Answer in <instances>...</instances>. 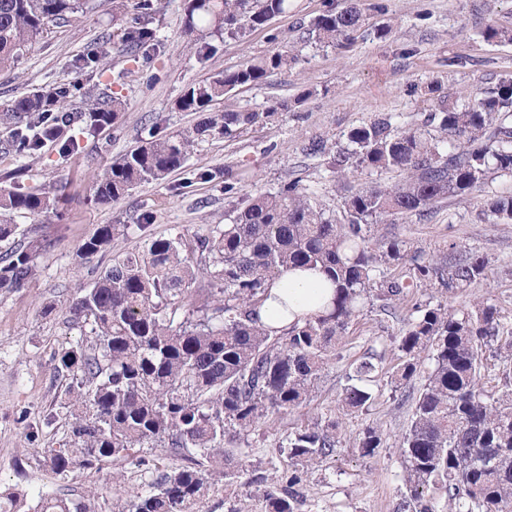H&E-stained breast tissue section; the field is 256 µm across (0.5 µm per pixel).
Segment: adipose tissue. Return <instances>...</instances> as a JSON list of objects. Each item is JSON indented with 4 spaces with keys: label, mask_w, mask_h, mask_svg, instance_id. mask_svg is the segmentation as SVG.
Segmentation results:
<instances>
[{
    "label": "adipose tissue",
    "mask_w": 512,
    "mask_h": 512,
    "mask_svg": "<svg viewBox=\"0 0 512 512\" xmlns=\"http://www.w3.org/2000/svg\"><path fill=\"white\" fill-rule=\"evenodd\" d=\"M332 295V288L319 271L286 269L275 280L259 318L270 329L280 330L321 311Z\"/></svg>",
    "instance_id": "1"
}]
</instances>
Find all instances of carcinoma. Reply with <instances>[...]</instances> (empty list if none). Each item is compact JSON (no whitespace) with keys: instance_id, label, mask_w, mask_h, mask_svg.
<instances>
[{"instance_id":"obj_1","label":"carcinoma","mask_w":512,"mask_h":512,"mask_svg":"<svg viewBox=\"0 0 512 512\" xmlns=\"http://www.w3.org/2000/svg\"><path fill=\"white\" fill-rule=\"evenodd\" d=\"M94 0H0V71L12 69L44 34L92 10ZM288 0H190L189 29L214 27L234 35L245 26L266 24L288 12ZM362 25L355 5L331 9L314 20L319 40L347 46ZM116 36L148 49L159 42L157 27L121 21ZM281 49L189 87L176 101L181 112L200 120L176 135L150 138L106 165L94 178L97 203L110 205L134 187L165 179L180 168L196 140L213 132L232 137L264 117L260 112L214 114L210 106L232 90L258 85L296 64ZM72 84L15 97L0 112L20 160L46 142L61 156L75 152L65 112ZM121 102L107 97L86 102L81 120L88 132L112 126ZM512 83L481 90L459 108L445 102L428 117L440 135L398 129L388 118L352 129V148L338 150L339 171L391 170L404 173L394 187L351 193L346 220L333 222L317 211L297 181L272 193L245 194L232 223L206 235L154 239L127 251L92 286L57 307L79 338L54 354V371L67 377L64 408L70 419L65 443L47 449L45 467L61 474L79 466L100 469L110 460H128L145 443L167 449L183 464L154 466L144 492H117V512H198L197 506L219 475L229 469L233 444L262 420L288 414L310 401L320 373L365 300L389 305L407 284L376 281L377 264L405 260L396 240L367 238L368 227L404 213L423 214L435 203L465 200L502 176L512 177ZM64 187L11 186L0 189V241L15 233L16 214L36 220L56 209ZM489 212L512 220V195L490 201ZM125 224H99L79 247L82 258L109 251ZM39 243L12 249L0 265V288L19 290L30 279ZM320 267L334 286L320 313L278 334L259 323L258 309L283 268ZM419 280L439 274L433 264L410 258ZM487 276L486 260L471 253L448 266V289ZM404 322L400 362L391 379L415 376L421 353H431L432 370L417 392L410 426L402 438L406 493L396 512H436L443 498L448 512H512V326L497 306L478 300L454 307H416ZM496 346L503 364L499 385L485 387L484 352ZM384 374L382 357L372 353L353 365L339 399L346 412L372 403L373 384ZM339 421L328 419L288 436V457L305 468L331 455ZM381 438L372 427L358 448L371 456ZM301 475L265 495V512H295L293 488ZM9 512H95L89 499L42 496L36 505L17 491L0 490Z\"/></svg>"}]
</instances>
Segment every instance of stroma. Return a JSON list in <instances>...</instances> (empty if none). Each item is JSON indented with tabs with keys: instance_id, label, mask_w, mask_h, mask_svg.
<instances>
[{
	"instance_id": "stroma-1",
	"label": "stroma",
	"mask_w": 512,
	"mask_h": 512,
	"mask_svg": "<svg viewBox=\"0 0 512 512\" xmlns=\"http://www.w3.org/2000/svg\"><path fill=\"white\" fill-rule=\"evenodd\" d=\"M356 2L364 23L348 47L320 42L314 20L334 6ZM160 42L143 53L113 36L112 0H96L77 23L63 25L40 41L9 71L0 73V105L16 96L74 82L79 96L118 98L123 108L111 130L89 135L74 125L80 148L60 158L46 145L26 164L23 186L64 185L56 212L33 221L15 216L11 243H41L26 288L0 289V489L16 488L30 500L39 495L76 498L96 492L97 512H112L113 473L127 490H147L150 464L170 465L162 448L140 450L145 465L114 461L101 470L74 468L61 475L43 465L42 449L58 447L68 431L63 393L66 381L53 371L52 357L74 337L59 313L43 314L49 303H63L91 285L113 256L149 240L179 234H205L227 224L239 192L259 187L278 191L299 180L324 217L343 215L351 191L392 187L397 171L359 170L341 176L332 167L334 150L349 147L348 133L378 118L391 117L398 128L425 129L440 100L461 107L480 89L512 81V42L485 40L487 23L512 28V0H289L287 13L267 25L228 37L209 28L186 32L189 0H152ZM110 52L94 67L83 60L102 43ZM294 49L298 61L272 73L259 85L237 88L213 104L216 112H265L273 116L241 130L236 137L215 133L199 139L185 164L164 181L143 183L119 202L96 204L93 175L130 150L149 130L163 135L183 131L197 120L175 107L192 84L232 71L278 48ZM323 142L328 153H311ZM232 173L238 193L224 191ZM512 195V178L499 177L468 201L441 202L431 217H395L372 226L374 234L402 241L406 253L447 262L452 249L483 256L488 276L455 293L438 281L408 289L395 315L366 302L325 365L314 398L302 408L259 423L239 445L233 480L215 481L200 512H261L266 490L294 469L286 444L290 434L326 419H339L338 443L331 456L306 469L297 490L298 512H394L405 490L400 441L410 425V396L431 367L422 356L420 374L404 383L382 377L366 412L339 415L337 400L347 383L349 365L367 353L383 357L385 368L397 364V339L413 305H454L491 298L502 320L512 323V222L492 224L483 211L489 198ZM100 224H125L105 257L81 259L77 250ZM54 415L43 426L44 415ZM381 433L374 456H362L357 439L365 427Z\"/></svg>"
}]
</instances>
